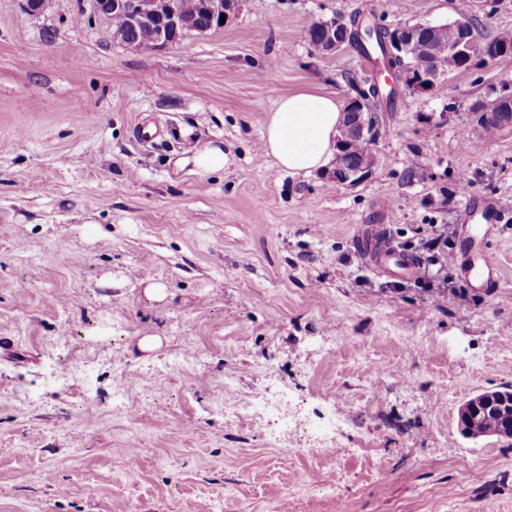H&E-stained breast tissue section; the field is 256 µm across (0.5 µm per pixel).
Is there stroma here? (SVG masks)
Here are the masks:
<instances>
[{
    "mask_svg": "<svg viewBox=\"0 0 512 512\" xmlns=\"http://www.w3.org/2000/svg\"><path fill=\"white\" fill-rule=\"evenodd\" d=\"M355 11L512 36V0H240L223 28L131 49L90 0H0V512H512V438L457 418L512 386V124L462 137L512 68L404 95L355 183L281 172L260 150L278 99L346 103L372 75L308 39ZM209 142L223 171L178 166ZM464 185L510 209L485 242L497 284L369 266L365 225L409 252L444 224L458 251L487 224ZM94 352L92 377L58 379ZM262 392L336 426L335 458L267 442ZM501 402L500 395H497L496 390L484 391L469 401L464 402L459 408V420L468 425L467 434L471 435L480 420L483 413V408L486 412H490L492 408L496 407Z\"/></svg>",
    "mask_w": 512,
    "mask_h": 512,
    "instance_id": "1",
    "label": "stroma"
}]
</instances>
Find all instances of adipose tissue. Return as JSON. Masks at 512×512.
I'll list each match as a JSON object with an SVG mask.
<instances>
[{
  "mask_svg": "<svg viewBox=\"0 0 512 512\" xmlns=\"http://www.w3.org/2000/svg\"><path fill=\"white\" fill-rule=\"evenodd\" d=\"M343 105L332 94L301 91L281 97L263 125L262 150L293 176L326 171L336 152Z\"/></svg>",
  "mask_w": 512,
  "mask_h": 512,
  "instance_id": "ef3b65f1",
  "label": "adipose tissue"
}]
</instances>
